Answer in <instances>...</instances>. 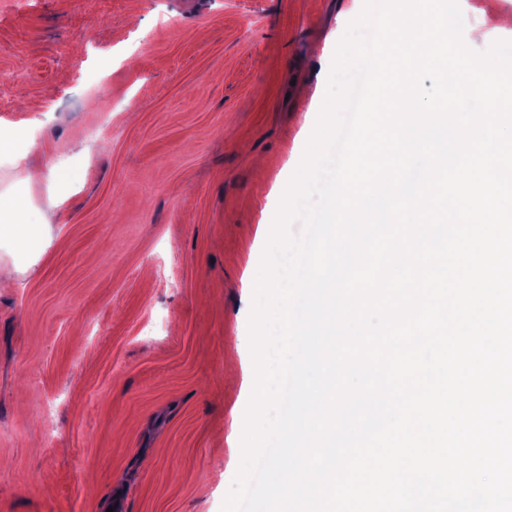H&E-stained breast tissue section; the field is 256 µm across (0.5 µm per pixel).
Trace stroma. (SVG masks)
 I'll list each match as a JSON object with an SVG mask.
<instances>
[{
    "instance_id": "1",
    "label": "stroma",
    "mask_w": 512,
    "mask_h": 512,
    "mask_svg": "<svg viewBox=\"0 0 512 512\" xmlns=\"http://www.w3.org/2000/svg\"><path fill=\"white\" fill-rule=\"evenodd\" d=\"M364 5L0 0V512H221L260 229ZM23 224H30L22 222L21 220V203L0 196V233L8 232L13 229L22 230Z\"/></svg>"
}]
</instances>
